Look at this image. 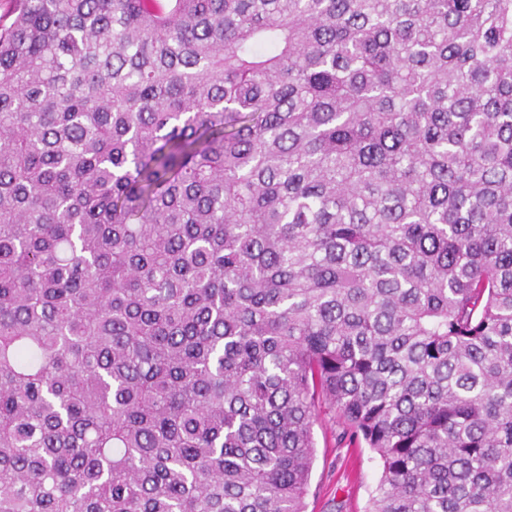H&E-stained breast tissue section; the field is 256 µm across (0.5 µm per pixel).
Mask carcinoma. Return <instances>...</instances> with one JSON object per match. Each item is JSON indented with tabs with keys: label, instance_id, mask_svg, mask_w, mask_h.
I'll use <instances>...</instances> for the list:
<instances>
[{
	"label": "carcinoma",
	"instance_id": "carcinoma-1",
	"mask_svg": "<svg viewBox=\"0 0 512 512\" xmlns=\"http://www.w3.org/2000/svg\"><path fill=\"white\" fill-rule=\"evenodd\" d=\"M512 512V0H15L0 512ZM326 416L316 425L317 444L307 512H365L370 494L381 474L379 458L366 448L338 443L341 427Z\"/></svg>",
	"mask_w": 512,
	"mask_h": 512
}]
</instances>
